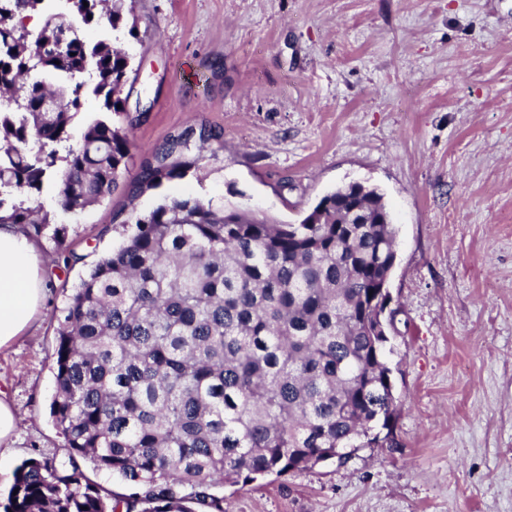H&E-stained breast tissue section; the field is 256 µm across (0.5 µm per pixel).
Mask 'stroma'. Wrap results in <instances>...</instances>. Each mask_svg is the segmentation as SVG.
I'll return each instance as SVG.
<instances>
[{
  "label": "stroma",
  "mask_w": 512,
  "mask_h": 512,
  "mask_svg": "<svg viewBox=\"0 0 512 512\" xmlns=\"http://www.w3.org/2000/svg\"><path fill=\"white\" fill-rule=\"evenodd\" d=\"M136 31L78 25L132 59L134 143L110 195L37 236L52 288L0 349L24 460L63 459L55 314L136 216L172 198L296 224L329 191L383 194L398 228L386 313L397 410L346 462L222 489L224 512H512V0H123ZM211 128L186 175L130 195L142 156ZM62 237H55V228Z\"/></svg>",
  "instance_id": "1"
}]
</instances>
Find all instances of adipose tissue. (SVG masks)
Segmentation results:
<instances>
[{
  "mask_svg": "<svg viewBox=\"0 0 512 512\" xmlns=\"http://www.w3.org/2000/svg\"><path fill=\"white\" fill-rule=\"evenodd\" d=\"M51 281L34 238L18 224H0V349L30 330Z\"/></svg>",
  "mask_w": 512,
  "mask_h": 512,
  "instance_id": "1",
  "label": "adipose tissue"
}]
</instances>
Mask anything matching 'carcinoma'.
Returning a JSON list of instances; mask_svg holds the SVG:
<instances>
[{"label":"carcinoma","instance_id":"carcinoma-1","mask_svg":"<svg viewBox=\"0 0 512 512\" xmlns=\"http://www.w3.org/2000/svg\"><path fill=\"white\" fill-rule=\"evenodd\" d=\"M47 0H0V221L50 223L39 201L83 210L111 194L132 148L108 120L73 139L88 94L118 113L130 57L90 43L75 18L135 26L112 0H65L27 42L13 19ZM61 111L39 110L44 95ZM172 134L141 163L136 188L183 177L190 141ZM363 205L366 224H344ZM383 195L349 184L325 195L298 224H251L244 210L173 199L134 229L73 288L56 316L50 414L67 460L30 458L14 471L3 512H224L216 489L333 461L377 444L396 402L391 368L374 335L373 306L396 252ZM134 492L118 497L80 462Z\"/></svg>","mask_w":512,"mask_h":512}]
</instances>
